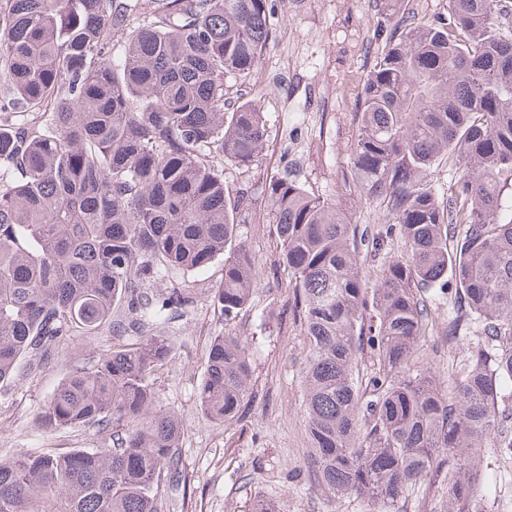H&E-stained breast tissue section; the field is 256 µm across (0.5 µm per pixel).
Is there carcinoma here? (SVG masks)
Wrapping results in <instances>:
<instances>
[{
    "instance_id": "1",
    "label": "carcinoma",
    "mask_w": 512,
    "mask_h": 512,
    "mask_svg": "<svg viewBox=\"0 0 512 512\" xmlns=\"http://www.w3.org/2000/svg\"><path fill=\"white\" fill-rule=\"evenodd\" d=\"M511 13L508 0H448V22L403 29L367 74L353 177L404 245L374 282L359 270L364 236L336 204L286 175L262 186L308 342L311 468L337 499L362 493L396 512L435 474L450 512H483L480 452L512 449L497 406L512 385ZM128 23L127 0H0V380L117 317L135 333L73 368L43 413L53 429H123L120 447L0 460V512H163L181 427L153 409L151 376L172 347L147 325L191 296L178 279L157 299L143 285L222 256L227 323L254 288L249 253L232 247L245 198L219 168L249 165L265 143L254 101L224 111V80L261 60L267 0H158L149 22ZM443 159L463 174L441 201L425 178ZM448 274V335L467 317L485 339L443 391L414 359ZM366 348L377 368L362 374ZM249 372L241 342L216 337L199 392L212 422L240 419Z\"/></svg>"
}]
</instances>
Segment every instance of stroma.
Returning <instances> with one entry per match:
<instances>
[{"mask_svg":"<svg viewBox=\"0 0 512 512\" xmlns=\"http://www.w3.org/2000/svg\"><path fill=\"white\" fill-rule=\"evenodd\" d=\"M274 24L271 41L254 74L245 82L228 80L227 99L255 101L264 114L266 142L253 163L224 166L230 193L253 191L248 210L238 217L237 235L249 251L256 286L244 311L225 322L214 298L224 275L223 260L201 272L184 273L192 301L156 335L173 348L171 361L153 377L156 408L175 415L182 427L179 443L184 484L165 486V512H251L257 500L279 512H378L367 496L340 502L314 479L305 418L306 339L292 312L288 274L278 262L269 204L256 188L278 173L311 193L331 200L368 237L381 238L378 251H361L362 275L401 250L398 237L386 236L389 219L356 187L353 144L364 80L390 38L397 21L378 0H269ZM454 284L434 293L430 326L419 343L421 366L441 389L448 370L482 338L477 322L463 323L448 338L454 314ZM234 336L249 355L251 396L241 421L219 425L200 404L208 349L215 337ZM111 329L93 336H72L40 364L22 360L0 381V460L43 451L110 449L112 428L46 427L44 407L60 378L73 366L89 365L120 343ZM481 489L485 512H512V456L483 449ZM447 493L436 475L421 478L397 503L398 512H444Z\"/></svg>","mask_w":512,"mask_h":512,"instance_id":"obj_1","label":"stroma"}]
</instances>
